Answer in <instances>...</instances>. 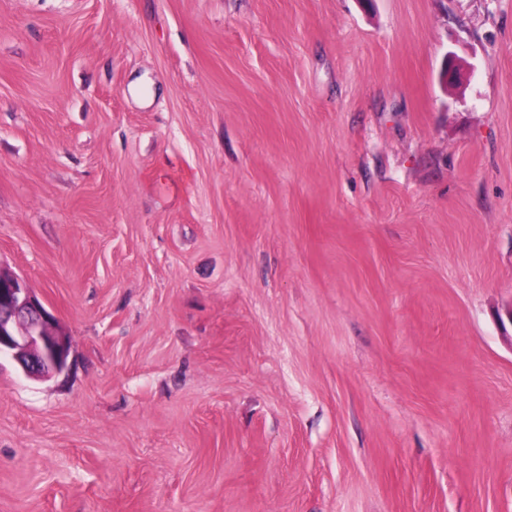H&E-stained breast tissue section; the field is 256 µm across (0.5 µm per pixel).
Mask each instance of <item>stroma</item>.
Instances as JSON below:
<instances>
[{"label": "stroma", "instance_id": "1", "mask_svg": "<svg viewBox=\"0 0 512 512\" xmlns=\"http://www.w3.org/2000/svg\"><path fill=\"white\" fill-rule=\"evenodd\" d=\"M0 270V512H512V0H0ZM54 319L22 277L0 273V361L12 359L36 380L63 372L70 343L54 330Z\"/></svg>", "mask_w": 512, "mask_h": 512}]
</instances>
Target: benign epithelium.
<instances>
[{"instance_id":"obj_1","label":"benign epithelium","mask_w":512,"mask_h":512,"mask_svg":"<svg viewBox=\"0 0 512 512\" xmlns=\"http://www.w3.org/2000/svg\"><path fill=\"white\" fill-rule=\"evenodd\" d=\"M54 319L22 277L0 273V359H12L36 380L63 372L70 343L54 330Z\"/></svg>"}]
</instances>
